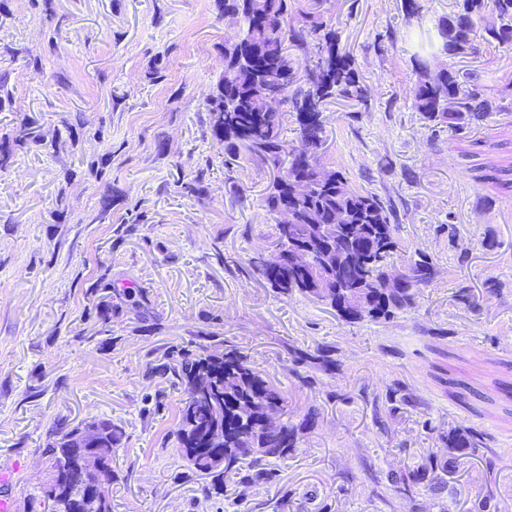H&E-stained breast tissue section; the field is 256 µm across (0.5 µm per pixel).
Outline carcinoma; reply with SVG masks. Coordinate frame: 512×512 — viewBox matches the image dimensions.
Masks as SVG:
<instances>
[{
    "mask_svg": "<svg viewBox=\"0 0 512 512\" xmlns=\"http://www.w3.org/2000/svg\"><path fill=\"white\" fill-rule=\"evenodd\" d=\"M330 0H224V15L236 19L237 30L224 40V75L216 93L207 98L212 136L235 155L244 150L262 160L272 171L263 203L274 215L286 208L294 216L292 230L275 225L274 243L284 235L296 236L303 224H359L364 233L353 248L351 261L333 276L346 286L332 309L349 323L381 321L412 307L415 291L432 280L430 263L421 253L408 257L398 251L397 225L392 212L375 194L357 189L339 170L321 163L326 141L323 112L332 102L346 100L364 104L368 87L358 71L353 54L340 47L330 12ZM438 38L410 58L417 76L412 106L420 112L432 133H452L477 126L497 109L486 89L472 72L450 69L440 57H467L481 49L512 48V0H456L454 10L438 20ZM277 78L284 88L282 101L289 104L296 137L284 138L285 113L269 104L264 84ZM40 142V135L25 126L13 140H0V161L10 156L12 146L26 141ZM326 177L315 194L298 199L294 182ZM255 272L280 296L302 295L321 302L318 289L308 287V278L288 266L278 270L264 267L253 258ZM100 294L97 307L102 322L112 317V282L101 278L92 288ZM294 360L309 362L322 371L336 366L324 350L317 354L295 350ZM163 374L171 375L181 387L176 442L182 459L192 472L211 485L224 489V476L243 464L268 458L281 459L296 447L301 432L314 426L316 414L309 413L294 424L285 419V399L237 349L224 350V340L208 337L196 350L170 353ZM269 410L284 418L280 430L266 428L260 418L247 410ZM102 442L95 448H80L75 437L83 430L78 423L49 437L42 454L47 458L48 480L27 500L26 512H39L42 499H52L69 490L80 479L79 459L94 453L103 463L102 510L112 512V484L117 474L112 456L122 441L123 428L107 418L97 420ZM443 440L448 458L427 462L401 471L392 481L410 491L421 485L433 493L442 492L448 476L467 458L479 456L482 435L476 429L454 425Z\"/></svg>",
    "mask_w": 512,
    "mask_h": 512,
    "instance_id": "carcinoma-1",
    "label": "carcinoma"
}]
</instances>
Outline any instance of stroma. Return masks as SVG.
<instances>
[{"instance_id":"obj_1","label":"stroma","mask_w":512,"mask_h":512,"mask_svg":"<svg viewBox=\"0 0 512 512\" xmlns=\"http://www.w3.org/2000/svg\"><path fill=\"white\" fill-rule=\"evenodd\" d=\"M401 3L331 2L369 98L329 105L323 163L390 204L401 248L435 275L411 310L349 325L277 295L250 264L274 231L272 173L209 130L233 27L218 0H0V139L31 119L42 134L0 166V469L16 470L0 494L17 508L46 479L52 427L106 417L125 431L113 512H476L487 496L512 512V104L477 129H426ZM447 63L492 89L512 80V49ZM197 176L202 193H184ZM102 276L107 322L87 293ZM462 288L476 309L457 301ZM205 334L248 354L292 422L317 413L288 458L243 465L218 495L174 448L183 394L155 372ZM319 346L336 371L288 359ZM396 386L414 403L392 412ZM457 423L482 434L485 457L439 494L391 483L446 456Z\"/></svg>"}]
</instances>
